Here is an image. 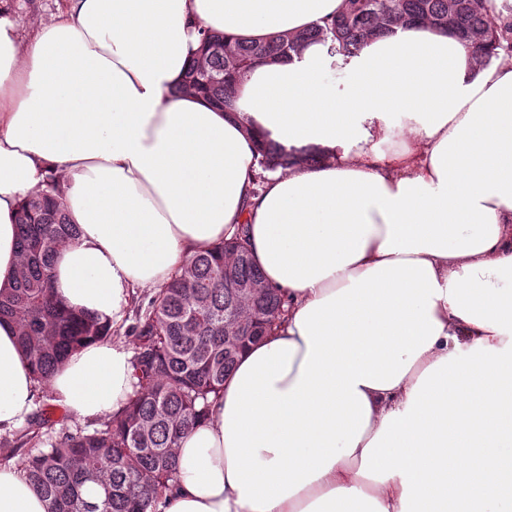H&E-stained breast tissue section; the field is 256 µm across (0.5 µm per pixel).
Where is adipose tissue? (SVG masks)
Here are the masks:
<instances>
[{"label": "adipose tissue", "mask_w": 512, "mask_h": 512, "mask_svg": "<svg viewBox=\"0 0 512 512\" xmlns=\"http://www.w3.org/2000/svg\"><path fill=\"white\" fill-rule=\"evenodd\" d=\"M343 6L69 0L26 39L0 0V288L53 176L79 229L53 264L66 307L119 324L242 223L288 299L180 440L158 512H512V59L413 25L258 63L229 111L179 89L198 27L258 42ZM270 142L317 161L264 170ZM132 358L94 342L46 386L93 421ZM38 389L0 323V433ZM0 512H46L21 466L0 467Z\"/></svg>", "instance_id": "1"}]
</instances>
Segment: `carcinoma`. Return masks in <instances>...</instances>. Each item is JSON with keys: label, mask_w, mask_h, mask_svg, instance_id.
<instances>
[{"label": "carcinoma", "mask_w": 512, "mask_h": 512, "mask_svg": "<svg viewBox=\"0 0 512 512\" xmlns=\"http://www.w3.org/2000/svg\"><path fill=\"white\" fill-rule=\"evenodd\" d=\"M450 13L453 35L470 44L481 62L501 51L503 59L512 58V0H503L497 11L489 0H345L344 10L324 25L264 43L201 30L204 52L189 60L178 91H200L227 108L236 85L259 61L297 53L312 42L330 43L332 54H349L417 22L446 31ZM262 153L266 170L316 160L274 144ZM77 235L53 180L21 207V267L13 285L0 290V322L15 327L18 347L41 385L85 342L112 336V325L75 313L54 296V258ZM286 303L253 261L245 229L238 230L230 241L192 256L138 314L131 327L135 391L120 412L75 432L57 431L38 415L28 422L27 441L0 440V447L32 442L20 465L47 512H157L175 483L179 439L205 415L209 395L224 388L240 354L274 330L253 327L230 338L225 320L234 313L279 314Z\"/></svg>", "instance_id": "cac0c4a2"}]
</instances>
